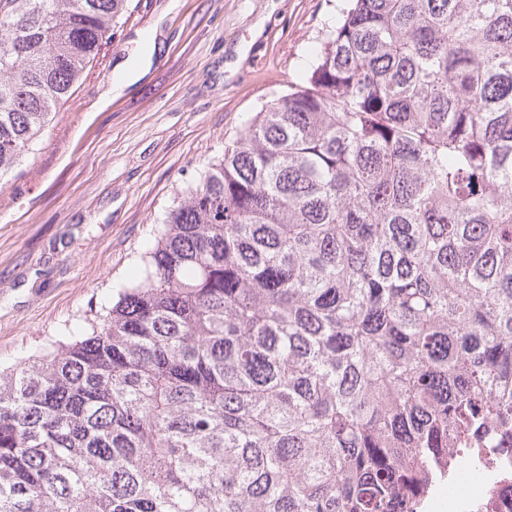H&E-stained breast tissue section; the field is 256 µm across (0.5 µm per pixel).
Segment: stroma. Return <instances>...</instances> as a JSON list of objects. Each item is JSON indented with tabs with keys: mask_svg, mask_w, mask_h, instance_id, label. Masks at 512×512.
I'll return each instance as SVG.
<instances>
[{
	"mask_svg": "<svg viewBox=\"0 0 512 512\" xmlns=\"http://www.w3.org/2000/svg\"><path fill=\"white\" fill-rule=\"evenodd\" d=\"M330 0H128L110 44L0 181V368L96 320L156 222L288 93ZM150 58L123 94L122 64Z\"/></svg>",
	"mask_w": 512,
	"mask_h": 512,
	"instance_id": "1",
	"label": "stroma"
}]
</instances>
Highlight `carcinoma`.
Returning <instances> with one entry per match:
<instances>
[{
    "label": "carcinoma",
    "mask_w": 512,
    "mask_h": 512,
    "mask_svg": "<svg viewBox=\"0 0 512 512\" xmlns=\"http://www.w3.org/2000/svg\"><path fill=\"white\" fill-rule=\"evenodd\" d=\"M127 0H0V179ZM512 429V0H340L90 327L0 369V512H416Z\"/></svg>",
    "instance_id": "cac0c4a2"
}]
</instances>
